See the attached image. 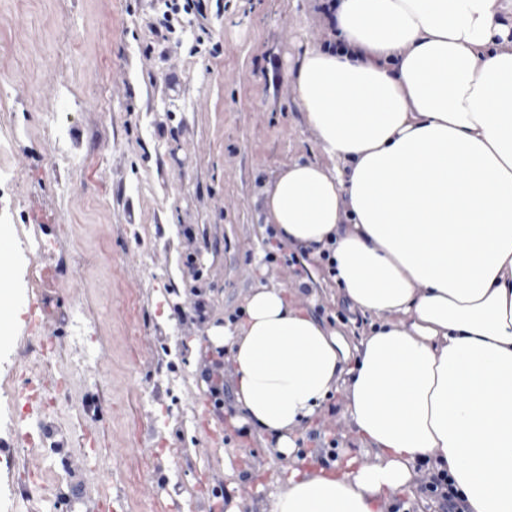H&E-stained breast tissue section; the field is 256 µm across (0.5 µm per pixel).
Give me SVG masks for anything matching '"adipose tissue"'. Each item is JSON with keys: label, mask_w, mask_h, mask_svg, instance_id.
I'll return each instance as SVG.
<instances>
[{"label": "adipose tissue", "mask_w": 512, "mask_h": 512, "mask_svg": "<svg viewBox=\"0 0 512 512\" xmlns=\"http://www.w3.org/2000/svg\"><path fill=\"white\" fill-rule=\"evenodd\" d=\"M338 42L291 78L329 164L263 189L267 223L331 252L373 321L358 346L258 284L226 348L237 414L290 460L259 512H383L448 472L465 512H512V0H332ZM374 460L311 467L297 442L332 391Z\"/></svg>", "instance_id": "obj_1"}]
</instances>
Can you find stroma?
<instances>
[{
    "mask_svg": "<svg viewBox=\"0 0 512 512\" xmlns=\"http://www.w3.org/2000/svg\"><path fill=\"white\" fill-rule=\"evenodd\" d=\"M162 11L0 0V231L48 249L12 258L47 313L0 344V438L28 379L50 426L0 470V512H56L77 486L72 512H257L289 462L233 424L232 384L210 407V328L270 278L349 344L369 328L322 268L266 259L262 186L294 159L329 162L288 77L328 38L316 0H202L167 44ZM309 429L370 461L340 394Z\"/></svg>",
    "mask_w": 512,
    "mask_h": 512,
    "instance_id": "35a3bbf8",
    "label": "stroma"
}]
</instances>
